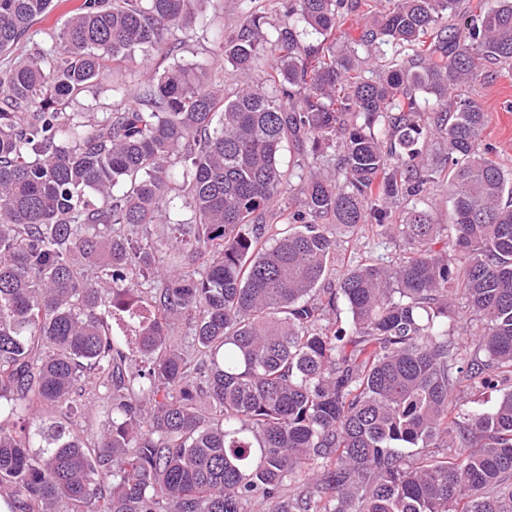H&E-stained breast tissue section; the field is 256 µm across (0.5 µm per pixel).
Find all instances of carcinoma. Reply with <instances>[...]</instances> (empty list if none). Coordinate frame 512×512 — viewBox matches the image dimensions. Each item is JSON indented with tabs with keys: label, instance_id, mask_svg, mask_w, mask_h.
Here are the masks:
<instances>
[{
	"label": "carcinoma",
	"instance_id": "obj_1",
	"mask_svg": "<svg viewBox=\"0 0 512 512\" xmlns=\"http://www.w3.org/2000/svg\"><path fill=\"white\" fill-rule=\"evenodd\" d=\"M372 2L339 50L347 0H289L270 36L217 34L230 91L207 60L152 66L203 0H81L50 46L0 73L10 512H512V178L480 145L479 101L451 96L512 62V0L467 16L461 0ZM51 3L0 0V53ZM382 44L383 74H352L358 48ZM264 53L276 64L259 84ZM110 61L148 71L138 105L67 111ZM434 144L448 168L428 163ZM443 177L446 224L418 206ZM174 191L192 220L164 243L138 237L170 219ZM362 229L399 253L326 281L337 231ZM186 245L190 264L160 260ZM459 306L480 323L461 340ZM87 374L112 410L91 445L72 428ZM477 388L501 396L463 409Z\"/></svg>",
	"mask_w": 512,
	"mask_h": 512
}]
</instances>
